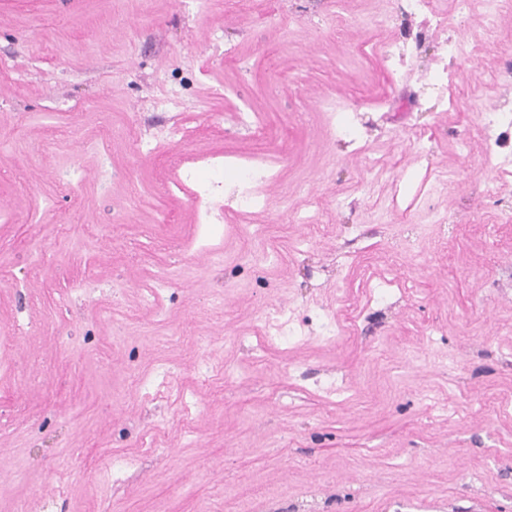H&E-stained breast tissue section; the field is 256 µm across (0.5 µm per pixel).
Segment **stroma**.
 I'll list each match as a JSON object with an SVG mask.
<instances>
[{"instance_id":"stroma-1","label":"stroma","mask_w":512,"mask_h":512,"mask_svg":"<svg viewBox=\"0 0 512 512\" xmlns=\"http://www.w3.org/2000/svg\"><path fill=\"white\" fill-rule=\"evenodd\" d=\"M483 11L446 61L400 0H0V512H512V177L482 192L512 131H476L512 107V15L491 33ZM178 112L184 138L140 155L127 130ZM252 153L278 176L263 213L225 219L224 188L183 179ZM297 179L312 195L285 196ZM387 255L406 291L366 303ZM344 293L352 326L325 343ZM273 305L291 350L254 334Z\"/></svg>"}]
</instances>
